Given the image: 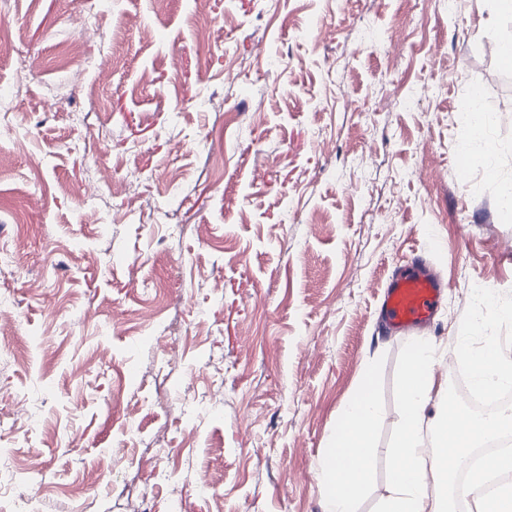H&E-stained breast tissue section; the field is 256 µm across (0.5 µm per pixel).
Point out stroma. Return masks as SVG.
I'll return each mask as SVG.
<instances>
[{
	"mask_svg": "<svg viewBox=\"0 0 512 512\" xmlns=\"http://www.w3.org/2000/svg\"><path fill=\"white\" fill-rule=\"evenodd\" d=\"M1 26L32 76L17 91L0 45L18 131L0 136V248L20 249L0 268V418L39 512H326L320 462L364 386L380 418L355 509L379 512L416 341L382 330L395 263L423 256L448 283L428 413L457 336H512L473 297L512 309V88L489 53L512 17L488 0H0ZM76 38L84 62L60 64ZM475 88L489 152L461 137Z\"/></svg>",
	"mask_w": 512,
	"mask_h": 512,
	"instance_id": "35a3bbf8",
	"label": "stroma"
}]
</instances>
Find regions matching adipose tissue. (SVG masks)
<instances>
[{"instance_id": "adipose-tissue-1", "label": "adipose tissue", "mask_w": 512, "mask_h": 512, "mask_svg": "<svg viewBox=\"0 0 512 512\" xmlns=\"http://www.w3.org/2000/svg\"><path fill=\"white\" fill-rule=\"evenodd\" d=\"M403 390V414L392 453V491L381 512H450L452 486L449 461L463 463L484 439L512 434V413L492 421H476L459 407L427 415L434 389L436 346L419 336ZM473 388L491 393L512 383V352L492 343L468 357ZM378 410L369 391L348 405L336 440L321 467L320 490L328 512H355L371 454L370 440Z\"/></svg>"}]
</instances>
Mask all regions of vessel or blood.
I'll return each mask as SVG.
<instances>
[{
	"mask_svg": "<svg viewBox=\"0 0 512 512\" xmlns=\"http://www.w3.org/2000/svg\"><path fill=\"white\" fill-rule=\"evenodd\" d=\"M444 286L443 279L429 264L403 260L395 266L384 286L387 324L400 334L427 326Z\"/></svg>",
	"mask_w": 512,
	"mask_h": 512,
	"instance_id": "vessel-or-blood-1",
	"label": "vessel or blood"
}]
</instances>
